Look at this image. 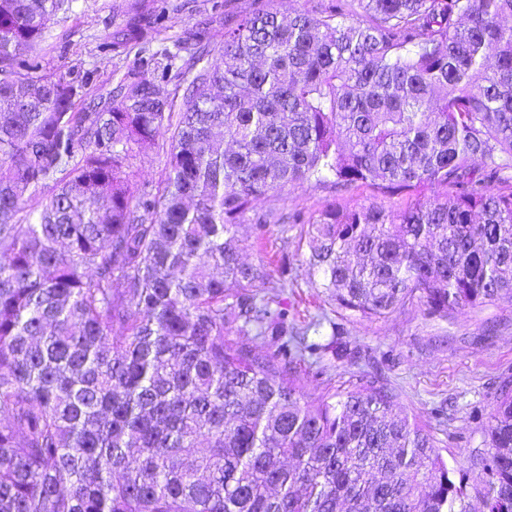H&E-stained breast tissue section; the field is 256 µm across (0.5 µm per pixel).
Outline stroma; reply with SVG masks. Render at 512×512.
Returning a JSON list of instances; mask_svg holds the SVG:
<instances>
[{
    "label": "stroma",
    "mask_w": 512,
    "mask_h": 512,
    "mask_svg": "<svg viewBox=\"0 0 512 512\" xmlns=\"http://www.w3.org/2000/svg\"><path fill=\"white\" fill-rule=\"evenodd\" d=\"M162 0H76L71 12L51 23L41 53L48 69L67 72L89 69L99 90L111 89L114 72L134 64V57H109L98 46L105 35L122 27L129 14H153ZM175 10L166 36L205 30L214 49L224 45V26L213 19L212 0H169ZM171 139L161 136L158 148L134 151L126 169L130 180L157 183L168 167ZM378 201L385 209L397 208L394 199H375L370 188L336 191L330 184H293L260 197L257 211L297 208L312 212L324 204ZM299 225L273 227L257 239L252 224H241L243 261L288 257V282L266 284L267 296L287 303L288 319L295 327L325 318L316 334L318 342L331 341L339 327L343 350L327 355L325 367L302 366L304 392L312 398L373 375L382 369L399 409L429 430L436 448L449 466L467 468L468 501L480 508L484 482L472 468L473 456L485 453L484 428L504 382L512 381V302L499 301L477 309H464L448 319H433L423 306L413 305L380 320L343 317L310 286L305 263L308 243L299 240Z\"/></svg>",
    "instance_id": "obj_1"
}]
</instances>
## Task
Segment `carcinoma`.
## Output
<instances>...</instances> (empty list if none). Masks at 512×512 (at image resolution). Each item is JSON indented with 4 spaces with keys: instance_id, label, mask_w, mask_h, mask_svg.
I'll list each match as a JSON object with an SVG mask.
<instances>
[{
    "instance_id": "obj_1",
    "label": "carcinoma",
    "mask_w": 512,
    "mask_h": 512,
    "mask_svg": "<svg viewBox=\"0 0 512 512\" xmlns=\"http://www.w3.org/2000/svg\"><path fill=\"white\" fill-rule=\"evenodd\" d=\"M73 2L0 0V512H470L387 383L306 399L297 365L330 346L237 228L308 225L312 285L360 319L512 302V0L260 3L215 64L135 19L99 48L138 64L97 96L40 54ZM170 128L162 184L132 182ZM328 180L401 205L255 212ZM484 436L485 512H512L511 390Z\"/></svg>"
}]
</instances>
